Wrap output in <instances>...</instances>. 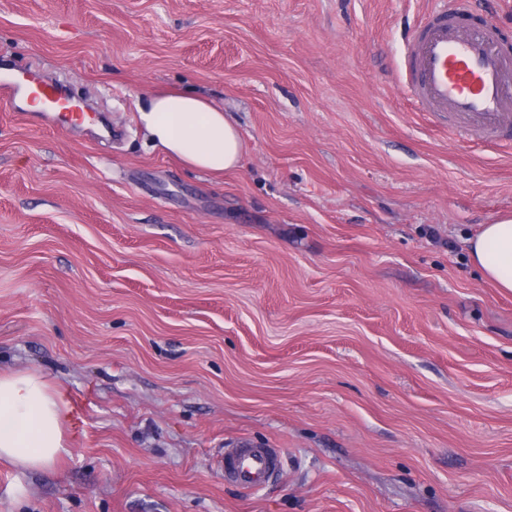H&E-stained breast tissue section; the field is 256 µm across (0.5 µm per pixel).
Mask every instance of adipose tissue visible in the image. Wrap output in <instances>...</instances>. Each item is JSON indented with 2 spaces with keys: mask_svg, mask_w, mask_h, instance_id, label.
I'll use <instances>...</instances> for the list:
<instances>
[{
  "mask_svg": "<svg viewBox=\"0 0 512 512\" xmlns=\"http://www.w3.org/2000/svg\"><path fill=\"white\" fill-rule=\"evenodd\" d=\"M138 120L154 146L189 169L219 175L240 163L238 129L222 109L194 93L144 96ZM468 253L486 280L512 292V219L483 225ZM71 424L66 392L34 372L0 375V461L28 468L55 463L67 452Z\"/></svg>",
  "mask_w": 512,
  "mask_h": 512,
  "instance_id": "ef3b65f1",
  "label": "adipose tissue"
}]
</instances>
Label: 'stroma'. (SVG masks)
<instances>
[{
  "label": "stroma",
  "mask_w": 512,
  "mask_h": 512,
  "mask_svg": "<svg viewBox=\"0 0 512 512\" xmlns=\"http://www.w3.org/2000/svg\"><path fill=\"white\" fill-rule=\"evenodd\" d=\"M437 0H0V68L66 77L100 132L0 101V373L65 391L69 451L0 512H512V294L468 241L512 147L416 111ZM238 128L213 177L139 96ZM280 451L253 492L236 439ZM138 120L155 147L189 169L219 175L235 169L243 141L224 110L192 93L151 94L138 103Z\"/></svg>",
  "instance_id": "stroma-1"
}]
</instances>
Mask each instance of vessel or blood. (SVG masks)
Returning <instances> with one entry per match:
<instances>
[{"instance_id":"vessel-or-blood-1","label":"vessel or blood","mask_w":512,"mask_h":512,"mask_svg":"<svg viewBox=\"0 0 512 512\" xmlns=\"http://www.w3.org/2000/svg\"><path fill=\"white\" fill-rule=\"evenodd\" d=\"M473 0H450L425 24L407 26L402 41L406 86L422 112L453 120L462 134L490 143L512 142V81L493 21L465 25ZM276 449L242 441L224 452V478L245 488L265 486L276 474Z\"/></svg>"}]
</instances>
